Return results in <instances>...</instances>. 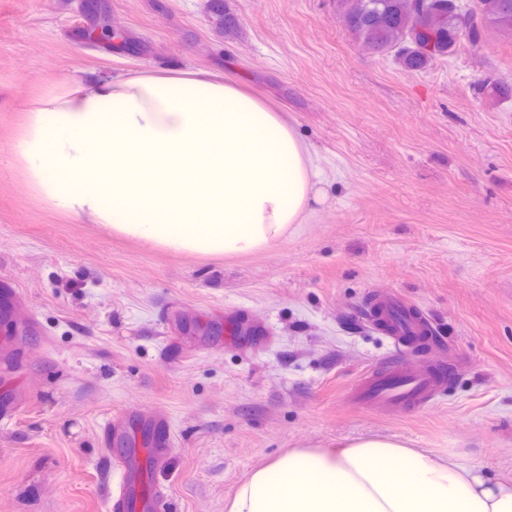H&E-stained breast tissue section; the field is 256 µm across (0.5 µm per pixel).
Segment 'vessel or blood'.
Returning a JSON list of instances; mask_svg holds the SVG:
<instances>
[{
  "mask_svg": "<svg viewBox=\"0 0 512 512\" xmlns=\"http://www.w3.org/2000/svg\"><path fill=\"white\" fill-rule=\"evenodd\" d=\"M369 319L397 343L431 331L429 321L395 298L384 301L381 311L370 314ZM446 379L444 370L416 371L395 359L368 371L356 385L355 394L381 410L422 408L444 388Z\"/></svg>",
  "mask_w": 512,
  "mask_h": 512,
  "instance_id": "b4317fda",
  "label": "vessel or blood"
}]
</instances>
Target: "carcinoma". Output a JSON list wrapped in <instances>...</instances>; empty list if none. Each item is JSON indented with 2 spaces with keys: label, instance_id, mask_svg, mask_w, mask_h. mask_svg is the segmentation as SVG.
I'll return each mask as SVG.
<instances>
[{
  "label": "carcinoma",
  "instance_id": "1",
  "mask_svg": "<svg viewBox=\"0 0 512 512\" xmlns=\"http://www.w3.org/2000/svg\"><path fill=\"white\" fill-rule=\"evenodd\" d=\"M336 13L363 45L394 53L407 72H422L457 50L461 41L475 47L489 29L512 37V0H335Z\"/></svg>",
  "mask_w": 512,
  "mask_h": 512
}]
</instances>
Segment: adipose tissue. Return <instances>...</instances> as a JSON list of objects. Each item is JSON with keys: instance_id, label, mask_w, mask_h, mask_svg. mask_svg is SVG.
<instances>
[{"instance_id": "obj_1", "label": "adipose tissue", "mask_w": 512, "mask_h": 512, "mask_svg": "<svg viewBox=\"0 0 512 512\" xmlns=\"http://www.w3.org/2000/svg\"><path fill=\"white\" fill-rule=\"evenodd\" d=\"M26 112L14 152L46 203L169 251L266 249L320 194L281 113L210 72L64 80ZM227 512H512V478L368 437L288 451L253 470Z\"/></svg>"}]
</instances>
